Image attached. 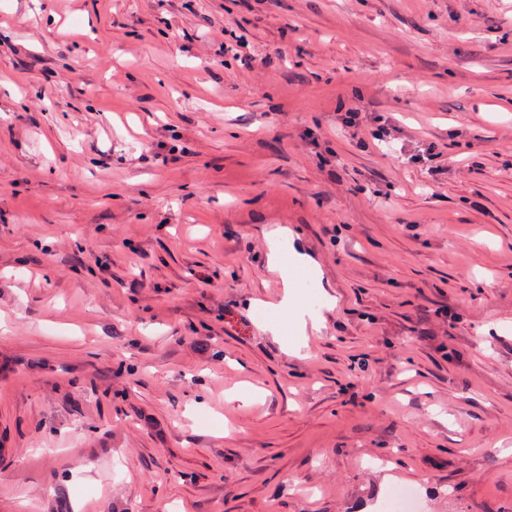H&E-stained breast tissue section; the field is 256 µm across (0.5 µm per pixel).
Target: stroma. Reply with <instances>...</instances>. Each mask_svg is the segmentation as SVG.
<instances>
[{
    "label": "stroma",
    "instance_id": "obj_1",
    "mask_svg": "<svg viewBox=\"0 0 512 512\" xmlns=\"http://www.w3.org/2000/svg\"><path fill=\"white\" fill-rule=\"evenodd\" d=\"M397 485L512 512V0H0V512ZM336 126L351 138L366 145L367 141L373 143L391 142L392 132L397 131L390 123V119L381 113L365 115L357 107L337 112Z\"/></svg>",
    "mask_w": 512,
    "mask_h": 512
}]
</instances>
